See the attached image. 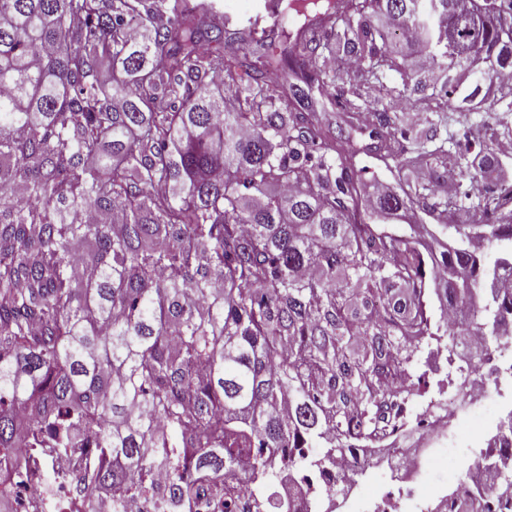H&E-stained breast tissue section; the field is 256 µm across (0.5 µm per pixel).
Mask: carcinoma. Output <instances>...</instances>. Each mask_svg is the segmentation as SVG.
I'll return each instance as SVG.
<instances>
[{
  "label": "carcinoma",
  "instance_id": "carcinoma-1",
  "mask_svg": "<svg viewBox=\"0 0 512 512\" xmlns=\"http://www.w3.org/2000/svg\"><path fill=\"white\" fill-rule=\"evenodd\" d=\"M281 3L300 26L264 40L243 27L228 47L210 0H0V466L46 491L21 449H85L88 507L109 494L127 512L141 477L165 470V512H192L205 490L236 512L241 486L268 512L282 470L335 462L421 395L431 281L478 319L486 241L512 292V155L483 147L479 216L455 224L461 182L413 175L439 155L462 178L464 153L426 149L386 106L375 125L409 145L366 144L355 122L371 95L445 123L482 95L511 113L512 11ZM391 71L411 77L389 86ZM335 82L347 98L332 123L308 92ZM339 149L392 161L404 186L362 208ZM433 186L454 228L440 255L371 226ZM88 212L103 221L76 220ZM507 311L493 300L478 331L500 340Z\"/></svg>",
  "mask_w": 512,
  "mask_h": 512
}]
</instances>
